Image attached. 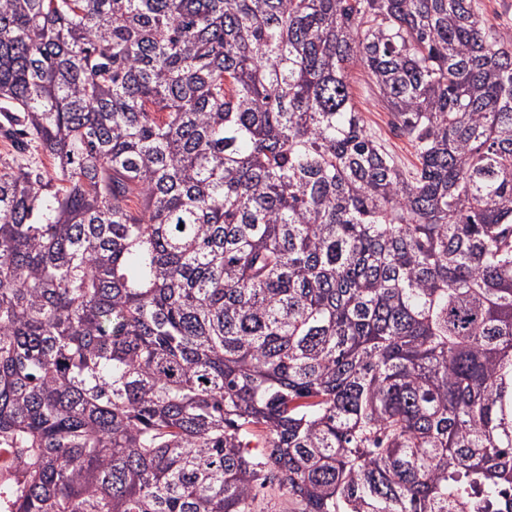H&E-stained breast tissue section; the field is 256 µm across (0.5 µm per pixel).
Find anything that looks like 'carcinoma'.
<instances>
[{"instance_id": "carcinoma-1", "label": "carcinoma", "mask_w": 512, "mask_h": 512, "mask_svg": "<svg viewBox=\"0 0 512 512\" xmlns=\"http://www.w3.org/2000/svg\"><path fill=\"white\" fill-rule=\"evenodd\" d=\"M0 116L57 161L0 168L14 512H512V34L474 0H0ZM350 74L352 100L367 126L405 169L412 170L417 167L418 160L410 142L391 130L390 117L377 100L370 74L360 66L352 68ZM259 498L260 508L264 511L289 512L288 508L293 507L291 502L288 503V496L280 492L276 486L263 489Z\"/></svg>"}]
</instances>
